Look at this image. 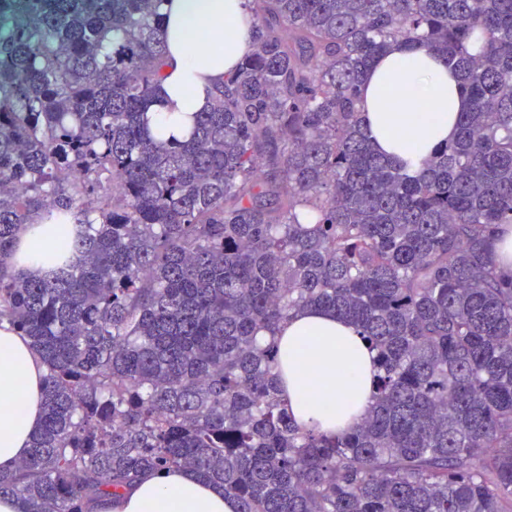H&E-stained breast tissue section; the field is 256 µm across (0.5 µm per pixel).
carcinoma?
<instances>
[{"instance_id": "cac0c4a2", "label": "carcinoma", "mask_w": 512, "mask_h": 512, "mask_svg": "<svg viewBox=\"0 0 512 512\" xmlns=\"http://www.w3.org/2000/svg\"><path fill=\"white\" fill-rule=\"evenodd\" d=\"M162 2L0 0V321L46 367L0 497L96 512L183 467L238 512H512V0H242L254 50L180 138L148 115ZM399 40L470 102L416 174L361 120ZM38 218L79 229L33 278L8 259ZM309 306L376 351L343 434L283 398Z\"/></svg>"}]
</instances>
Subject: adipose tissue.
Segmentation results:
<instances>
[{"instance_id":"ef3b65f1","label":"adipose tissue","mask_w":512,"mask_h":512,"mask_svg":"<svg viewBox=\"0 0 512 512\" xmlns=\"http://www.w3.org/2000/svg\"><path fill=\"white\" fill-rule=\"evenodd\" d=\"M167 54L153 121L181 136L206 111L224 75L251 49L252 24L240 0H165ZM364 126L377 151L418 172L436 146L453 141L468 99L446 59L399 41L375 60L360 86ZM69 224H28L18 237L26 258L15 269L37 274L62 247ZM288 408L298 422L323 433L348 432L349 412L370 404L375 353L356 327L325 309L294 312L278 332ZM40 358L26 338L0 328V473L14 470L42 424ZM221 488L173 468L144 475L122 497L104 499L101 512H236Z\"/></svg>"}]
</instances>
